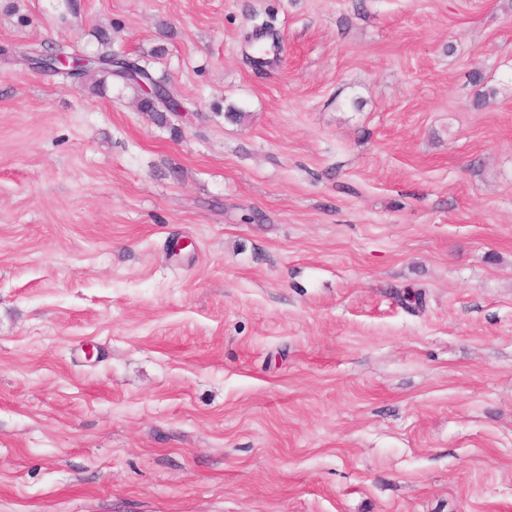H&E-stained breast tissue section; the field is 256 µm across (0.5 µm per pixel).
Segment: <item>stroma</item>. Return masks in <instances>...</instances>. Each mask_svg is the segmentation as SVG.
Returning <instances> with one entry per match:
<instances>
[{
  "label": "stroma",
  "mask_w": 512,
  "mask_h": 512,
  "mask_svg": "<svg viewBox=\"0 0 512 512\" xmlns=\"http://www.w3.org/2000/svg\"><path fill=\"white\" fill-rule=\"evenodd\" d=\"M0 512H512V0H0ZM117 56L118 55L112 53L111 50L100 51L93 56L98 60L97 63L102 65L103 68L99 69L94 64H90L86 67V71L83 75L93 80V83L95 84L94 88H97L100 85L104 86L107 78L113 75L109 65L112 64V59ZM134 73L131 74V76L126 80L129 84L135 86L139 90L140 94V108L143 112H149L158 115V118L161 120L164 119V115L161 112H176L177 107H181V102L177 100L169 99L167 102V108L163 109L157 106L156 103V97L151 95L149 98H145L143 87L147 92H151L148 87L145 85H141L138 78H141L143 80H146L150 82L155 88L159 90H167V89H173L171 86H169L166 83H163L161 81H158L154 79V77L151 75L149 70L144 66L139 64L138 62H135L133 66H131ZM176 91V90H175ZM177 92V91H176ZM178 93V92H177Z\"/></svg>",
  "instance_id": "35a3bbf8"
}]
</instances>
